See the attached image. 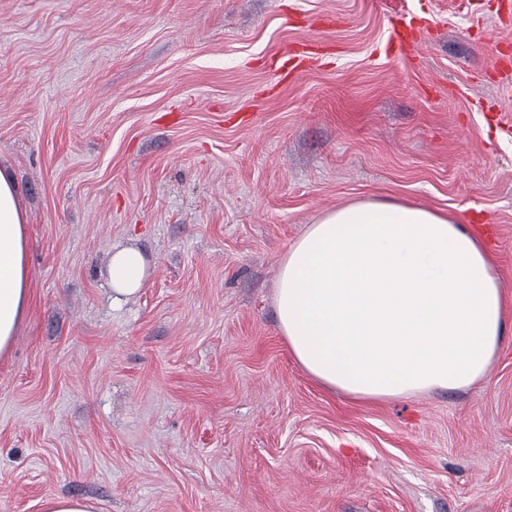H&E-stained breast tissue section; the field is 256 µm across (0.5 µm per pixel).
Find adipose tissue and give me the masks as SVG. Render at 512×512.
Here are the masks:
<instances>
[{
	"instance_id": "1",
	"label": "adipose tissue",
	"mask_w": 512,
	"mask_h": 512,
	"mask_svg": "<svg viewBox=\"0 0 512 512\" xmlns=\"http://www.w3.org/2000/svg\"><path fill=\"white\" fill-rule=\"evenodd\" d=\"M27 216L0 167V355L28 302ZM151 277L135 247L113 252L114 299ZM279 326L301 367L366 402L483 380L505 329L499 279L460 219L397 202L363 201L307 225L282 258Z\"/></svg>"
}]
</instances>
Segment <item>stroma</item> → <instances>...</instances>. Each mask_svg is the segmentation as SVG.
Instances as JSON below:
<instances>
[{"instance_id":"obj_1","label":"stroma","mask_w":512,"mask_h":512,"mask_svg":"<svg viewBox=\"0 0 512 512\" xmlns=\"http://www.w3.org/2000/svg\"><path fill=\"white\" fill-rule=\"evenodd\" d=\"M421 18L420 57L389 18ZM323 52L282 80L272 56ZM512 0H0V163L29 300L0 356V512H512ZM359 201L483 216L484 381L373 404L293 359L274 294ZM152 275L116 302L115 247ZM421 49V41L414 35L411 22L397 17L394 34L389 42V50L400 55L415 57L421 52ZM44 512H99L97 503L89 498L58 497L48 500Z\"/></svg>"}]
</instances>
